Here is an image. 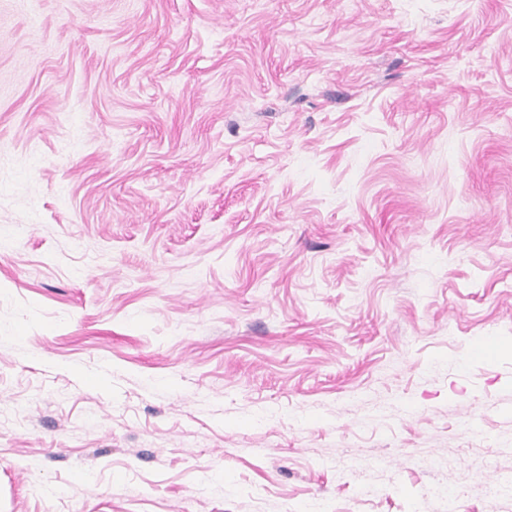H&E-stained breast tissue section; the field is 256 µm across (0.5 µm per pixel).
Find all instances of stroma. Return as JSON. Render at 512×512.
<instances>
[{"instance_id":"35a3bbf8","label":"stroma","mask_w":512,"mask_h":512,"mask_svg":"<svg viewBox=\"0 0 512 512\" xmlns=\"http://www.w3.org/2000/svg\"><path fill=\"white\" fill-rule=\"evenodd\" d=\"M512 512V0H0V512Z\"/></svg>"}]
</instances>
